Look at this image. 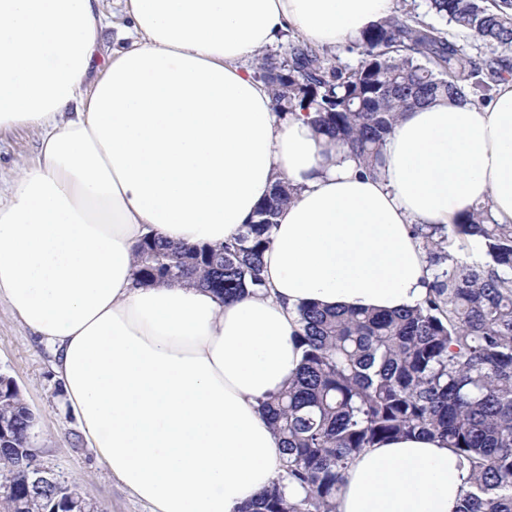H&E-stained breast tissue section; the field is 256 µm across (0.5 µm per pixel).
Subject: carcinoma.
<instances>
[{
	"label": "carcinoma",
	"mask_w": 512,
	"mask_h": 512,
	"mask_svg": "<svg viewBox=\"0 0 512 512\" xmlns=\"http://www.w3.org/2000/svg\"><path fill=\"white\" fill-rule=\"evenodd\" d=\"M430 12L474 34L489 53L474 57L442 32L398 11L351 42L361 60L340 67L304 42L276 59L254 58L278 112H311L327 145L349 153L375 176L383 146L403 112L436 101L483 99L512 78V0H427ZM294 192L276 182L252 220L223 245L144 239L135 253L141 283L193 280L221 299L265 287L263 254L280 210ZM433 280L424 303L392 312L304 306L302 363L288 387L261 403L282 438L286 464L273 485L239 512H334L353 459L397 437L431 435L468 470L458 512H512V224L486 204L467 210L448 235L414 228ZM473 240L478 252L459 242ZM0 494L15 512H72L78 485L32 490L26 474L43 467L23 452L36 418L0 374Z\"/></svg>",
	"instance_id": "cac0c4a2"
}]
</instances>
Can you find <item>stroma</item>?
<instances>
[{
  "instance_id": "stroma-1",
  "label": "stroma",
  "mask_w": 512,
  "mask_h": 512,
  "mask_svg": "<svg viewBox=\"0 0 512 512\" xmlns=\"http://www.w3.org/2000/svg\"><path fill=\"white\" fill-rule=\"evenodd\" d=\"M406 17L419 18L440 28L447 39L468 54H486L472 34L447 24L427 8V0H396ZM42 132L31 126L0 130V184L17 177L37 156ZM0 372L13 377L26 405L37 418L34 442L42 448L48 468L81 483L98 512H150L149 506L122 488L98 463L93 449L75 441L80 426L60 407L61 385L54 377L49 347L22 324L10 306L0 300Z\"/></svg>"
}]
</instances>
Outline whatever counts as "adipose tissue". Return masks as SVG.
Listing matches in <instances>:
<instances>
[{"instance_id": "ef3b65f1", "label": "adipose tissue", "mask_w": 512, "mask_h": 512, "mask_svg": "<svg viewBox=\"0 0 512 512\" xmlns=\"http://www.w3.org/2000/svg\"><path fill=\"white\" fill-rule=\"evenodd\" d=\"M133 41L103 54L99 0H0V129H42L0 188V299L46 343L84 440L150 512H238L282 469L260 404L301 364L297 310L422 304L416 224L486 200L512 223V80L483 108L405 112L377 176L327 160L305 113L273 108L247 58L289 28L336 48L393 0H122ZM279 181L295 192L264 291L222 301L143 285L149 234L222 245ZM468 474L434 437L349 465L336 512H457Z\"/></svg>"}]
</instances>
